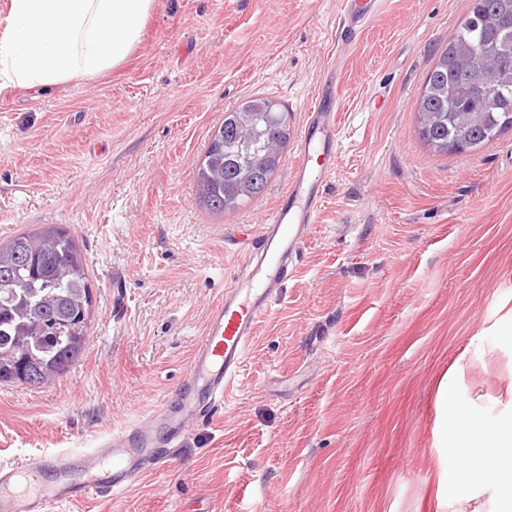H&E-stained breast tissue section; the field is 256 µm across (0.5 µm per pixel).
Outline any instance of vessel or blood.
<instances>
[{
    "label": "vessel or blood",
    "mask_w": 512,
    "mask_h": 512,
    "mask_svg": "<svg viewBox=\"0 0 512 512\" xmlns=\"http://www.w3.org/2000/svg\"><path fill=\"white\" fill-rule=\"evenodd\" d=\"M376 0H339L343 46L352 45L375 19ZM342 56H334L307 113L288 189L265 217L253 255L234 286L211 312L197 343L186 383L159 401L155 414L109 435L88 463L75 456L78 478H42L44 460L8 467L0 475V512H65L93 499L123 494L173 457L189 421L212 417L236 379L254 329L272 296L296 271L298 255L324 203V181L336 169Z\"/></svg>",
    "instance_id": "1"
}]
</instances>
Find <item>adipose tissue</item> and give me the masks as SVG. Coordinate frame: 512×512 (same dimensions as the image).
<instances>
[{"label":"adipose tissue","mask_w":512,"mask_h":512,"mask_svg":"<svg viewBox=\"0 0 512 512\" xmlns=\"http://www.w3.org/2000/svg\"><path fill=\"white\" fill-rule=\"evenodd\" d=\"M155 0H9L0 19V93L102 74L141 40ZM457 494L450 512H512V416L483 421L476 407L439 397L437 422Z\"/></svg>","instance_id":"obj_1"}]
</instances>
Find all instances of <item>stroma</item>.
Returning <instances> with one entry per match:
<instances>
[{
    "mask_svg": "<svg viewBox=\"0 0 512 512\" xmlns=\"http://www.w3.org/2000/svg\"><path fill=\"white\" fill-rule=\"evenodd\" d=\"M469 0H381L341 72L338 167L295 275L224 405L162 470L86 512H448L439 381L482 418L512 358L483 365L512 300V131L439 154L418 134L427 73ZM336 0H156L128 59L0 94V241L58 224L86 259L85 352L52 383L0 384V466L97 446L187 378L209 315L288 187L298 134L340 47ZM293 134L265 189L206 209L196 166L243 101Z\"/></svg>",
    "mask_w": 512,
    "mask_h": 512,
    "instance_id": "35a3bbf8",
    "label": "stroma"
}]
</instances>
